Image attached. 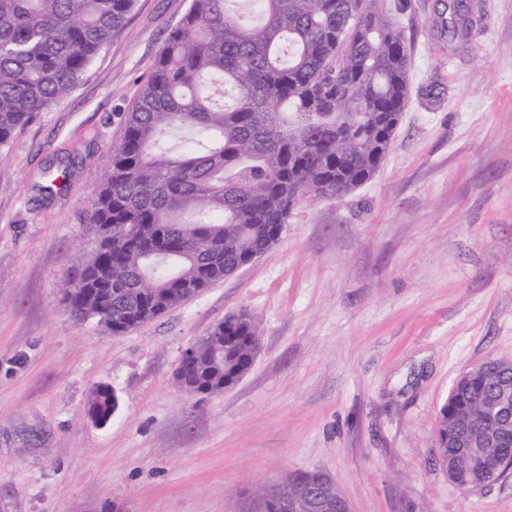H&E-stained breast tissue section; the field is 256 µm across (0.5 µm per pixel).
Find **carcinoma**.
Wrapping results in <instances>:
<instances>
[{
	"mask_svg": "<svg viewBox=\"0 0 512 512\" xmlns=\"http://www.w3.org/2000/svg\"><path fill=\"white\" fill-rule=\"evenodd\" d=\"M229 0H192L139 87L112 168L91 201V257L66 282L78 321L119 335L149 322L268 251L305 198H342L383 161L408 93L404 35L375 0H259L257 15ZM134 0H0V147L63 97L126 24ZM470 5L448 0V32L466 37ZM259 330L246 312L191 345L177 377L215 396L250 369ZM490 377L453 390L441 406V465L490 398ZM114 390L90 393L87 415L107 424ZM506 470L460 471L458 485ZM325 475H288L281 497L256 492L260 512H288L302 493L336 512Z\"/></svg>",
	"mask_w": 512,
	"mask_h": 512,
	"instance_id": "obj_1",
	"label": "carcinoma"
}]
</instances>
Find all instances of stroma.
Masks as SVG:
<instances>
[{"label": "stroma", "mask_w": 512, "mask_h": 512, "mask_svg": "<svg viewBox=\"0 0 512 512\" xmlns=\"http://www.w3.org/2000/svg\"><path fill=\"white\" fill-rule=\"evenodd\" d=\"M377 0L410 57L375 175L296 204L259 259L115 336L65 310L94 249L90 197L122 116L191 0H135L70 90L0 148V512H256L257 488L318 471L354 512H512V476L466 492L437 458L456 380L512 357V0ZM53 194H46V185ZM260 349L218 396L175 378L239 310ZM118 409L94 425L92 388ZM470 5L464 0H448V32L466 37L470 31Z\"/></svg>", "instance_id": "1"}]
</instances>
